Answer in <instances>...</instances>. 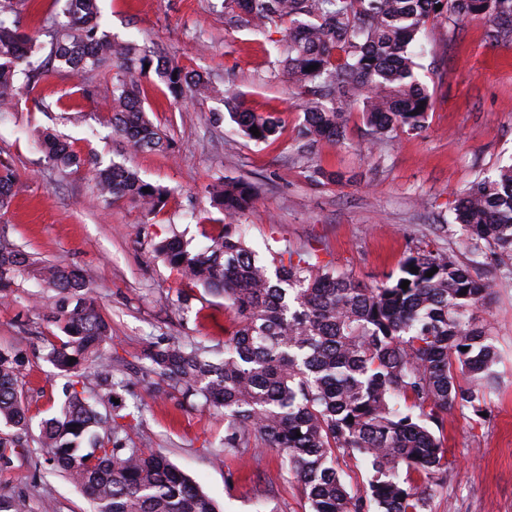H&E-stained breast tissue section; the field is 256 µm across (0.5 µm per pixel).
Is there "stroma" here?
I'll use <instances>...</instances> for the list:
<instances>
[{
    "mask_svg": "<svg viewBox=\"0 0 512 512\" xmlns=\"http://www.w3.org/2000/svg\"><path fill=\"white\" fill-rule=\"evenodd\" d=\"M99 7L116 41L133 39L148 55L171 57L256 111L277 110L284 125L275 139L249 141L222 102H169L152 74L143 82L144 106L172 148L142 152L112 131L111 71L87 75L83 93L75 78H47L34 91H21L12 111L0 112V162L17 177L10 205L0 211V240L36 262L77 269L93 283L128 384L117 411L130 445L160 450L220 512H309L276 450L248 445L223 455V414L143 382L148 346L201 340L220 350L232 319L222 298L188 284L156 256L154 238L175 234L203 248L207 189L224 177L255 188L238 222L264 262L288 251L313 252L376 286L398 275L412 249L439 248L469 261L453 212L471 182L512 163V46L491 41L482 18L428 22L418 35L419 75L433 98L424 128L374 140L354 98L345 107L344 139L304 150L301 100L272 47L283 35L282 22L254 34L230 23L223 0H99ZM47 131L102 165H125L167 187V206L148 215L125 199L104 201L89 169L61 172L47 164L39 145ZM334 171L341 180H327ZM475 271L493 283L480 315L496 340L500 385L482 422L466 410L449 412L440 438L451 465L431 490V512H512V279L487 259ZM52 296L28 276L0 300V350L26 355L20 389L30 418L24 433L0 425V437L17 442L0 460V496L18 512H91L79 488L43 465L41 424L56 414L68 382L47 359L63 334L33 306Z\"/></svg>",
    "mask_w": 512,
    "mask_h": 512,
    "instance_id": "35a3bbf8",
    "label": "stroma"
}]
</instances>
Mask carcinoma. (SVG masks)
I'll use <instances>...</instances> for the list:
<instances>
[{
  "instance_id": "1",
  "label": "carcinoma",
  "mask_w": 512,
  "mask_h": 512,
  "mask_svg": "<svg viewBox=\"0 0 512 512\" xmlns=\"http://www.w3.org/2000/svg\"><path fill=\"white\" fill-rule=\"evenodd\" d=\"M232 2L260 33L275 21L288 22L275 49L299 94H315L301 108L299 136L309 146L344 136L342 101L356 94L375 138L424 127L432 95L414 58L416 36L430 20L485 17L488 37L512 45V0ZM54 5L52 48L36 65L12 0H0L1 109L21 87L50 75L110 69L114 131L137 150L165 151L170 141L143 106L147 66L175 100L223 101L249 140L264 142L278 133L277 114L254 111L160 55H142L131 41L117 43L101 29L95 0ZM253 126L260 136L250 132ZM41 146L47 162L63 172L85 164L79 151L50 132ZM95 181L103 197L128 199L149 215L161 212L170 196L121 164L97 169ZM15 182V173L1 167V210ZM209 198L221 217H205L211 223L205 248L173 236L155 242L154 251L181 278L224 298L234 315L224 329V357L209 356L200 343L173 342L148 351L150 373L173 382L183 400L200 398L224 412L225 453L251 441L276 449L310 512H430V489L450 465L437 432L452 409L481 417L497 384L491 328L477 316L492 282L474 276L472 268L488 255L512 275V165L472 183L454 208V222L467 232L470 262L444 250H412L400 273L378 288L308 253H290L288 262L269 269L234 224L251 206L253 186L220 178ZM31 267L27 253L0 241V296ZM434 267L438 271L426 276ZM38 273L56 293L46 321L65 334L48 359L74 377L65 402L45 424L41 445L49 461L85 492L93 512H218L166 456L128 446L125 426L101 413L126 384L112 370L110 325L92 301L91 284L65 267ZM22 367L19 353L0 350V423L20 430L28 426ZM338 451L360 458L361 489H349L336 467Z\"/></svg>"
}]
</instances>
